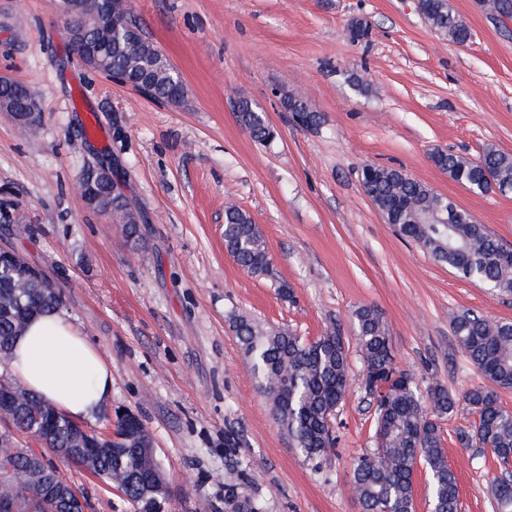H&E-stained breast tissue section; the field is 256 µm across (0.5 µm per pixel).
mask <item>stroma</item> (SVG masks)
I'll return each mask as SVG.
<instances>
[{"label": "stroma", "mask_w": 512, "mask_h": 512, "mask_svg": "<svg viewBox=\"0 0 512 512\" xmlns=\"http://www.w3.org/2000/svg\"><path fill=\"white\" fill-rule=\"evenodd\" d=\"M471 38L436 33L415 0H130L150 41L182 75L170 104L93 72L72 57L51 0H0V76L35 93L30 129L0 112V208L30 229L10 245L64 289V316L112 367V405L150 432L168 482L167 512H225L227 485L249 477L260 512H360L354 460L373 449L376 405L351 354V387L336 412L337 445L306 460L275 423L232 326L245 315L307 339L329 323L353 338L352 313L376 307L399 368L419 390L460 396L484 378L460 347L454 316L512 322V297L457 276L388 224L361 185L364 165L405 171L512 246V194L479 193L431 161L437 150L477 159L512 153V18L449 0ZM370 34L351 42L352 20ZM369 83L360 93L349 83ZM301 91L320 114L295 124L273 89ZM246 97L276 129L255 143L232 108ZM93 126L92 140L81 130ZM123 177L141 222L89 209L75 184L97 152ZM259 225L272 273L243 270L224 247V208ZM291 297H281L279 281ZM474 415L460 402L442 422L457 475L458 512H492L502 469L463 447ZM236 445L241 469L225 450ZM88 497L87 512H134L123 493L59 462Z\"/></svg>", "instance_id": "35a3bbf8"}]
</instances>
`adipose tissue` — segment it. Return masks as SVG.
I'll return each mask as SVG.
<instances>
[{"mask_svg": "<svg viewBox=\"0 0 512 512\" xmlns=\"http://www.w3.org/2000/svg\"><path fill=\"white\" fill-rule=\"evenodd\" d=\"M11 377L75 420L112 402V370L79 327L60 312L35 315L11 343Z\"/></svg>", "mask_w": 512, "mask_h": 512, "instance_id": "adipose-tissue-1", "label": "adipose tissue"}]
</instances>
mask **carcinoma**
<instances>
[{
    "mask_svg": "<svg viewBox=\"0 0 512 512\" xmlns=\"http://www.w3.org/2000/svg\"><path fill=\"white\" fill-rule=\"evenodd\" d=\"M419 12L441 36L464 45L470 37L467 24L448 0H419ZM153 73L156 95L171 103V76L166 57L150 42L142 41L129 52L112 54L110 71L136 85L144 70ZM281 103L302 126L320 124L317 112L306 110L305 97L282 90ZM242 128L259 144L274 139L263 113L246 107L237 113ZM431 160L453 180L475 190L483 170H488L501 194L512 193V154L487 149L476 160L447 151H436ZM367 196L399 232L416 241L435 261L460 277L481 283L500 295H512V252L472 216L404 172L375 165L362 169ZM432 217L418 224L419 210ZM224 245L239 266L256 276H267L271 262L259 225L249 214L230 204L224 215ZM62 291L45 288L38 279L20 280L0 270V356L9 354L10 341L39 311L58 310ZM355 346L364 365V388L375 397L376 448L355 462L350 492L361 512H413V476L418 463L430 475L433 512H457V478L445 456L439 420L457 403L448 390L436 384L427 396L419 393L413 376L395 363L391 336L379 310L371 305L354 312ZM454 334L470 361L489 382L463 394L474 413L472 429L461 431L459 441L492 452L500 463L512 458V410L500 405L498 390L512 389V322L465 313L453 318ZM234 331L250 365L260 393L274 420L307 460L317 461L335 447L331 420L350 387L349 345L332 323L307 340L285 329L267 326L248 316L234 318ZM15 432H1L12 441L0 444V475L10 469H29L31 484L12 497V512H30L32 500L49 486L58 489L55 505L46 512H72L67 505L72 486L60 476L48 455L88 468L108 485L122 489L136 512H162L168 499L166 484L152 477L160 468L156 456L136 446L133 436L150 442L144 424L133 418L117 419L118 440L97 446L76 435L72 420L35 394L27 393V406L14 416ZM38 439L44 451L22 445L15 433ZM497 512H512V480L496 478L491 488ZM226 512H256L246 487L231 486L224 495Z\"/></svg>",
    "mask_w": 512,
    "mask_h": 512,
    "instance_id": "obj_1",
    "label": "carcinoma"
}]
</instances>
